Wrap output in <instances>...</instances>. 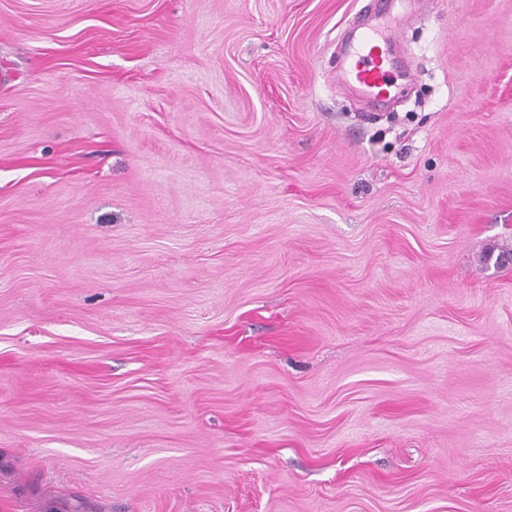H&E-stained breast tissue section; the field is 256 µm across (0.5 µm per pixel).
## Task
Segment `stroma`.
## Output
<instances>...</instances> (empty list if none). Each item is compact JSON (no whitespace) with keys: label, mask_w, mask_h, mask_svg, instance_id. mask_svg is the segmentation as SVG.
I'll list each match as a JSON object with an SVG mask.
<instances>
[{"label":"stroma","mask_w":512,"mask_h":512,"mask_svg":"<svg viewBox=\"0 0 512 512\" xmlns=\"http://www.w3.org/2000/svg\"><path fill=\"white\" fill-rule=\"evenodd\" d=\"M0 0V512H512V0ZM389 0H376L375 23L361 32L348 49L349 66L345 72L336 75L340 84L352 81L365 94L383 97L393 84V64L380 46L398 37L399 28L388 15Z\"/></svg>","instance_id":"1"}]
</instances>
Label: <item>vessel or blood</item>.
<instances>
[{
	"label": "vessel or blood",
	"mask_w": 512,
	"mask_h": 512,
	"mask_svg": "<svg viewBox=\"0 0 512 512\" xmlns=\"http://www.w3.org/2000/svg\"><path fill=\"white\" fill-rule=\"evenodd\" d=\"M388 3L376 0L373 24L350 45L349 66L337 76L339 83L354 82L363 93L376 97L388 93L393 84V65L382 47L398 37L399 29L388 14Z\"/></svg>",
	"instance_id": "b4317fda"
}]
</instances>
